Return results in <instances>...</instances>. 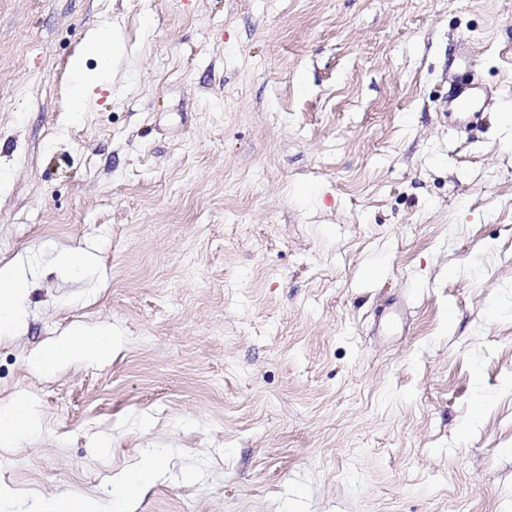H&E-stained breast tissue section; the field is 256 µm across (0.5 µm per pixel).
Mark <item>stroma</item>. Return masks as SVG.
Returning a JSON list of instances; mask_svg holds the SVG:
<instances>
[{
    "label": "stroma",
    "mask_w": 512,
    "mask_h": 512,
    "mask_svg": "<svg viewBox=\"0 0 512 512\" xmlns=\"http://www.w3.org/2000/svg\"><path fill=\"white\" fill-rule=\"evenodd\" d=\"M94 26L124 51L76 113ZM451 59L492 93L472 130ZM18 256L8 512L105 510L149 453L137 512H512V0H0ZM100 324L108 357L31 368ZM74 85L72 90L73 112H78L87 96L103 83L106 68L91 73L85 69L82 55L75 56L71 61ZM39 428V421L25 401L0 407V447L9 448L21 434L36 433ZM38 512H97L92 497L82 495L67 499L39 500L34 508Z\"/></svg>",
    "instance_id": "1"
}]
</instances>
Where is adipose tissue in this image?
<instances>
[{
    "label": "adipose tissue",
    "instance_id": "1",
    "mask_svg": "<svg viewBox=\"0 0 512 512\" xmlns=\"http://www.w3.org/2000/svg\"><path fill=\"white\" fill-rule=\"evenodd\" d=\"M28 290V274L23 264L13 262L0 266V335L14 336L23 331L27 314L19 299ZM115 347L112 330L106 326L83 329L59 337L47 347L32 354V369L42 374L54 373L61 365L75 359L104 358ZM40 428L37 418L25 401L18 400L0 407V447H11L24 433ZM163 466L157 455L146 456L130 470L112 476L116 512H136L139 498L147 480L160 478Z\"/></svg>",
    "mask_w": 512,
    "mask_h": 512
}]
</instances>
